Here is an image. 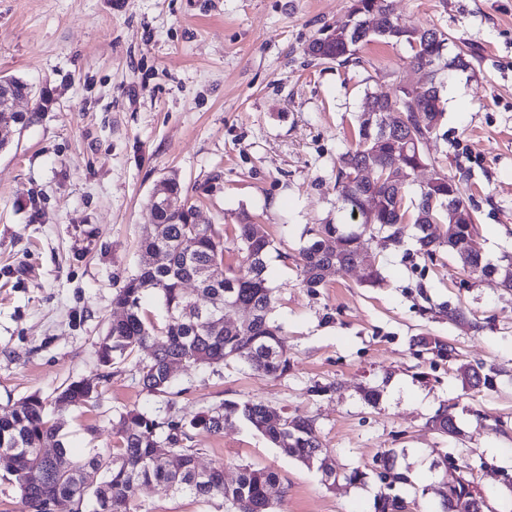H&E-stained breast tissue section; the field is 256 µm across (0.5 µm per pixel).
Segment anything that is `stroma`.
<instances>
[{
	"label": "stroma",
	"instance_id": "stroma-1",
	"mask_svg": "<svg viewBox=\"0 0 512 512\" xmlns=\"http://www.w3.org/2000/svg\"><path fill=\"white\" fill-rule=\"evenodd\" d=\"M352 0H0V76L44 91L17 109L0 150V413L37 393L54 398L74 380L99 386L86 407L50 406L74 455L105 447L117 416L174 402L192 415L224 401L258 399L312 417L340 471L288 457L245 423L213 435L197 429L201 467L223 464L234 481L248 464L279 474L286 492L275 512H376L381 452L393 450L395 491L408 512H436L439 462L472 469L495 512H512V291L463 273L447 252L417 251L414 225L400 247L380 236L365 246L380 285L362 271H328L322 287L301 283L298 252L317 224H339L337 160L368 93L395 94L424 82L404 43L360 47L358 66L323 63L306 52L323 29L347 18ZM409 27L434 24L447 52L469 65L448 70L453 92L430 164L459 180L474 209L485 257L512 256V0H395ZM177 175L202 222L224 228V262L241 259L234 226L248 212L276 250L267 260L274 319L288 339L290 369L279 378L225 361L178 371L173 397L150 396L134 360L100 379L96 350L121 315L114 294L140 263L153 234L148 201ZM463 320L448 318L451 310ZM447 340L440 361L419 340ZM482 366L493 382L463 386L459 363ZM326 387L315 395L313 386ZM450 407L460 432L429 426ZM144 512H226L161 486L144 488Z\"/></svg>",
	"mask_w": 512,
	"mask_h": 512
}]
</instances>
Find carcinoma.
I'll return each instance as SVG.
<instances>
[{
    "instance_id": "cac0c4a2",
    "label": "carcinoma",
    "mask_w": 512,
    "mask_h": 512,
    "mask_svg": "<svg viewBox=\"0 0 512 512\" xmlns=\"http://www.w3.org/2000/svg\"><path fill=\"white\" fill-rule=\"evenodd\" d=\"M387 8L388 34L381 39L407 43L411 50L409 64L426 70L427 83L418 94L400 92L405 100L400 131L396 137L387 135L383 143L377 134L367 132L364 112H359L355 141L340 156L336 177L348 222L316 225L313 241L299 251L303 282L317 288L323 283L326 265L335 262L345 267L360 261L365 254L362 238L368 232L383 234L388 247L399 246L403 224L409 218L420 229L417 242L422 254L432 257L446 246L457 258L467 255L465 268L470 273L512 291V278L495 276L475 247V216L455 179L439 173L436 184L428 189V194L437 199L433 215L446 224L441 234L428 232L430 225L421 223L422 193L413 198L408 190L400 192L387 180L371 191L349 182L374 148L382 152L390 166L403 165L411 170L428 163L423 151L417 156L402 154V141L432 138L440 130L433 121H444L438 76L448 69L447 34L441 31L439 43L418 48L414 45L417 29L398 23L392 0H387ZM358 49L359 44L354 42L316 38L308 45L307 53L323 62L357 64ZM167 191L173 205L155 215L154 235L141 243L143 260L137 273L116 289L115 303L125 308V315L112 321L99 343V364L109 368L126 362L135 352L151 350L148 359L137 361L139 382L149 395L168 393L176 379V373L170 370L174 363L214 368L232 358L257 373L272 377L285 374L289 368L288 341L271 318L274 288L266 274L272 241L259 225L251 223L248 213L241 212L235 230L244 260L226 268L224 235L213 224L194 222L195 206L183 197L180 181H172ZM368 191L373 197L370 211L365 207ZM157 250L165 251L166 264L153 266L145 260ZM191 278L198 282L192 294L184 288ZM148 292L159 297L167 313L168 320L162 327L142 310ZM226 301L246 305L252 311L251 319L234 332L224 328ZM420 343L436 358L448 359L454 353L438 338L423 337ZM457 372L462 383L470 387L490 381L468 363L460 364ZM97 397L98 388L80 380L64 386L55 402L83 406ZM234 416L250 424L285 455L308 466L317 465L325 480L336 479V462L323 448L313 419L286 412L276 418L271 407L253 399L224 402L190 418L128 410L119 415L122 431L117 441L88 457L75 458L60 438V427L48 418L47 401L37 394L29 395L0 415V471L18 487L22 512H52L57 499L70 502L72 512H86L90 499L95 502L93 512H142L138 496L145 485L188 492L204 500L220 499L233 512H272V493L280 485L276 472L241 465L235 481L228 483L224 480V465L202 469L197 464L199 449L187 445L190 431L201 428L221 434L224 424ZM431 425L444 435L458 434L455 418L447 410L436 415ZM378 465L377 477L383 485L378 512H405L406 500L390 490L406 482L407 477L393 472L388 451L379 456ZM479 495L471 478L465 485L450 486L442 496L439 512H474Z\"/></svg>"
}]
</instances>
